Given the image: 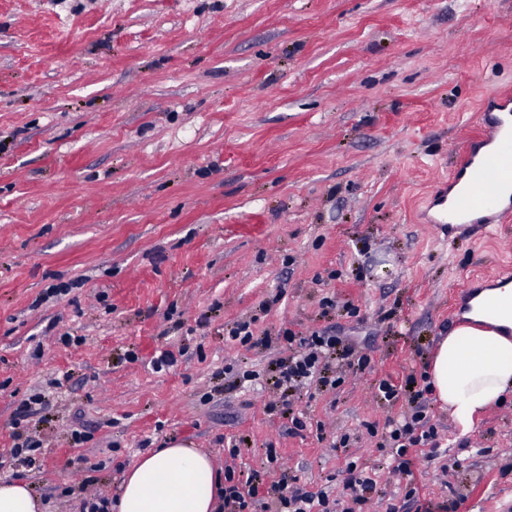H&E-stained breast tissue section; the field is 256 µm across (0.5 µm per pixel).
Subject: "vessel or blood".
<instances>
[{
    "label": "vessel or blood",
    "mask_w": 512,
    "mask_h": 512,
    "mask_svg": "<svg viewBox=\"0 0 512 512\" xmlns=\"http://www.w3.org/2000/svg\"><path fill=\"white\" fill-rule=\"evenodd\" d=\"M512 106V95L495 93L481 108L482 132L463 148L455 170L448 177L454 196H440L431 218L436 230L453 234L471 228H488L512 217V203L502 193L512 188V125L500 113Z\"/></svg>",
    "instance_id": "1"
}]
</instances>
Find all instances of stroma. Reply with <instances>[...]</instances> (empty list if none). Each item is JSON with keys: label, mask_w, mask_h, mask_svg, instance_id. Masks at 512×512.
Wrapping results in <instances>:
<instances>
[{"label": "stroma", "mask_w": 512, "mask_h": 512, "mask_svg": "<svg viewBox=\"0 0 512 512\" xmlns=\"http://www.w3.org/2000/svg\"><path fill=\"white\" fill-rule=\"evenodd\" d=\"M506 87L512 0H0V480L81 512L175 441L263 490L353 462L368 512H512L511 392L468 429L426 393L441 451L409 472L383 433L410 395H375L427 373L464 280L512 265V221L448 241L418 210ZM289 332L369 364L282 391Z\"/></svg>", "instance_id": "stroma-1"}]
</instances>
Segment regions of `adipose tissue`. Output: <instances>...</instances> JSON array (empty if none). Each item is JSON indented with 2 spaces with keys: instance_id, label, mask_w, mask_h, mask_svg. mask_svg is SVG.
<instances>
[{
  "instance_id": "1",
  "label": "adipose tissue",
  "mask_w": 512,
  "mask_h": 512,
  "mask_svg": "<svg viewBox=\"0 0 512 512\" xmlns=\"http://www.w3.org/2000/svg\"><path fill=\"white\" fill-rule=\"evenodd\" d=\"M492 300L512 303V282L474 300L471 324L440 342L429 372L438 400L465 427L512 388V312L489 309ZM223 482L206 453L174 443L143 454L126 471L113 507L115 512H216Z\"/></svg>"
}]
</instances>
